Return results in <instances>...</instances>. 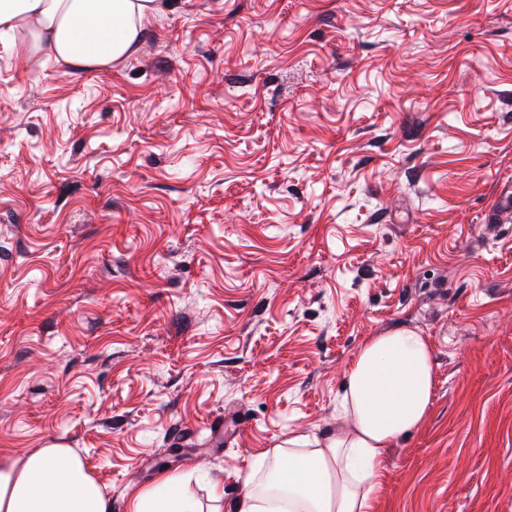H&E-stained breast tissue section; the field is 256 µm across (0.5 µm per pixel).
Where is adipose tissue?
<instances>
[{"mask_svg": "<svg viewBox=\"0 0 512 512\" xmlns=\"http://www.w3.org/2000/svg\"><path fill=\"white\" fill-rule=\"evenodd\" d=\"M162 0H0V31H27L30 45L83 68L130 55ZM435 385L430 342L399 327L369 337L353 356L335 433L292 434L260 454L231 512H371L389 448L424 422ZM160 475L133 491L129 512H200ZM0 512H112V500L69 448L0 455Z\"/></svg>", "mask_w": 512, "mask_h": 512, "instance_id": "obj_1", "label": "adipose tissue"}]
</instances>
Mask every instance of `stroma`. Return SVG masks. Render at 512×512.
<instances>
[{
    "label": "stroma",
    "instance_id": "1",
    "mask_svg": "<svg viewBox=\"0 0 512 512\" xmlns=\"http://www.w3.org/2000/svg\"><path fill=\"white\" fill-rule=\"evenodd\" d=\"M0 34V449L76 452L128 512H213L348 365L433 346L373 512H512V0H163L82 69ZM182 481V475L161 474L152 487L132 492L129 512H202L192 498L180 491Z\"/></svg>",
    "mask_w": 512,
    "mask_h": 512
}]
</instances>
